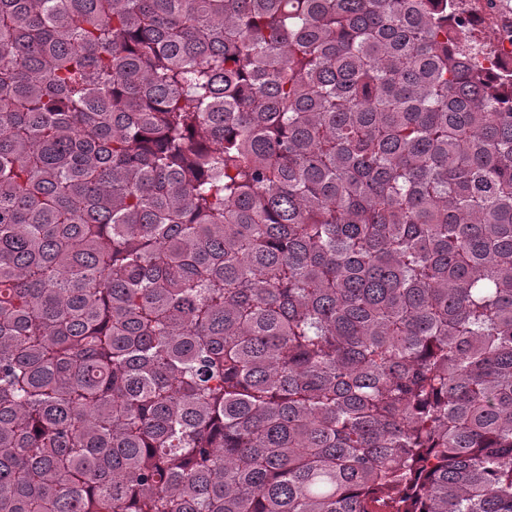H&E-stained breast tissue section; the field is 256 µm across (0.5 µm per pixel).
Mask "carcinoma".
Returning a JSON list of instances; mask_svg holds the SVG:
<instances>
[{
	"label": "carcinoma",
	"mask_w": 512,
	"mask_h": 512,
	"mask_svg": "<svg viewBox=\"0 0 512 512\" xmlns=\"http://www.w3.org/2000/svg\"><path fill=\"white\" fill-rule=\"evenodd\" d=\"M467 13L0 0V512H512Z\"/></svg>",
	"instance_id": "carcinoma-1"
}]
</instances>
